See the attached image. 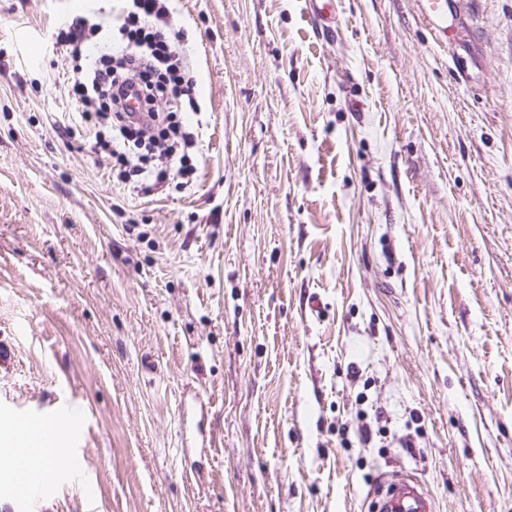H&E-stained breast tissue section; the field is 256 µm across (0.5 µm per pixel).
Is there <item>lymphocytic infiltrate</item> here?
I'll return each instance as SVG.
<instances>
[{
    "label": "lymphocytic infiltrate",
    "mask_w": 512,
    "mask_h": 512,
    "mask_svg": "<svg viewBox=\"0 0 512 512\" xmlns=\"http://www.w3.org/2000/svg\"><path fill=\"white\" fill-rule=\"evenodd\" d=\"M169 14L168 0H126L113 9L107 26L79 16L56 34L57 43L77 56L94 34H107L116 48L117 65L80 66L68 79L81 119L95 117L104 132L93 146L99 162L119 164L121 178L134 179L139 189L183 176L192 139L175 116L198 109L178 50L181 35L166 25ZM144 85L154 88L153 105L136 116L127 112L125 101L130 90ZM159 100L165 110L156 108Z\"/></svg>",
    "instance_id": "f902f5d3"
}]
</instances>
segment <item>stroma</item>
<instances>
[{
  "mask_svg": "<svg viewBox=\"0 0 512 512\" xmlns=\"http://www.w3.org/2000/svg\"><path fill=\"white\" fill-rule=\"evenodd\" d=\"M454 4L175 0L194 173L135 192L53 36L113 0H0V426L69 419L0 512H512V0ZM312 15L321 27L328 31L337 28L340 17L337 11L338 0H308ZM418 13L429 26L432 37L438 45H448L453 29L449 23L452 16L449 0H416ZM374 512H434V503L413 478L396 476L381 484Z\"/></svg>",
  "mask_w": 512,
  "mask_h": 512,
  "instance_id": "35a3bbf8",
  "label": "stroma"
}]
</instances>
